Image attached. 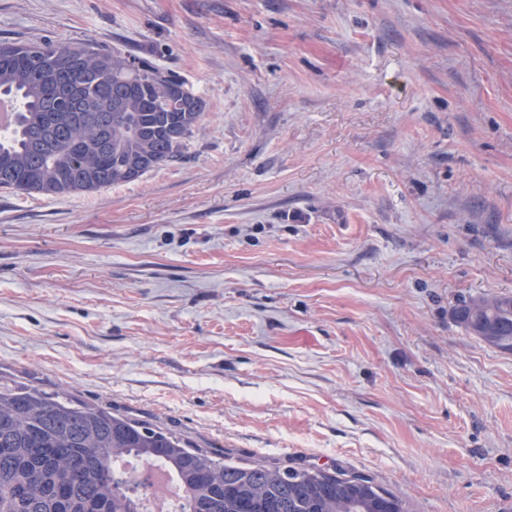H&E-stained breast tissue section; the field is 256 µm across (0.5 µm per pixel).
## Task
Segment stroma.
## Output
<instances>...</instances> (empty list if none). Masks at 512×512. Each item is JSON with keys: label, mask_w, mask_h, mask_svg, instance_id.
Segmentation results:
<instances>
[{"label": "stroma", "mask_w": 512, "mask_h": 512, "mask_svg": "<svg viewBox=\"0 0 512 512\" xmlns=\"http://www.w3.org/2000/svg\"><path fill=\"white\" fill-rule=\"evenodd\" d=\"M180 76L182 158L0 188V383L243 464L363 473L408 512H512V0H0V44ZM466 333L504 352H512V295L469 296L453 309Z\"/></svg>", "instance_id": "stroma-1"}]
</instances>
